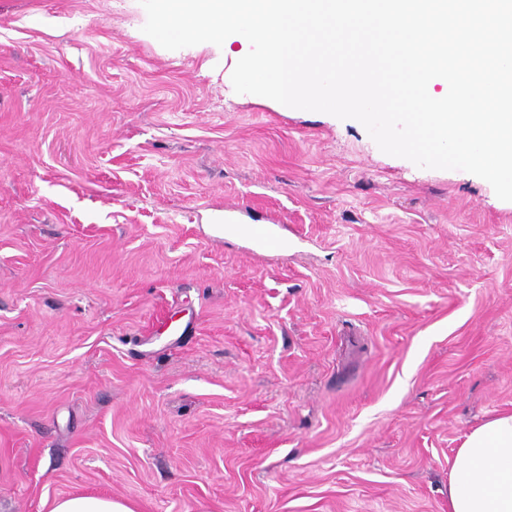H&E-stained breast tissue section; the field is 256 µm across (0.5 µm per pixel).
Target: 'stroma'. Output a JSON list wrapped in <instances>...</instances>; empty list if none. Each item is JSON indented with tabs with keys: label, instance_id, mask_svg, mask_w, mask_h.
Segmentation results:
<instances>
[{
	"label": "stroma",
	"instance_id": "stroma-1",
	"mask_svg": "<svg viewBox=\"0 0 512 512\" xmlns=\"http://www.w3.org/2000/svg\"><path fill=\"white\" fill-rule=\"evenodd\" d=\"M146 20L0 0V512H448L512 411V202ZM229 212L230 208L224 207V231L243 237L256 251L276 255L288 248V242L273 227L277 224L275 221L266 224H238ZM51 512H133L127 505L112 498L86 494H69L54 501Z\"/></svg>",
	"mask_w": 512,
	"mask_h": 512
}]
</instances>
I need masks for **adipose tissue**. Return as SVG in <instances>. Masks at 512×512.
I'll use <instances>...</instances> for the list:
<instances>
[{
	"mask_svg": "<svg viewBox=\"0 0 512 512\" xmlns=\"http://www.w3.org/2000/svg\"><path fill=\"white\" fill-rule=\"evenodd\" d=\"M448 512H512V412L465 435L448 472Z\"/></svg>",
	"mask_w": 512,
	"mask_h": 512,
	"instance_id": "ef3b65f1",
	"label": "adipose tissue"
}]
</instances>
